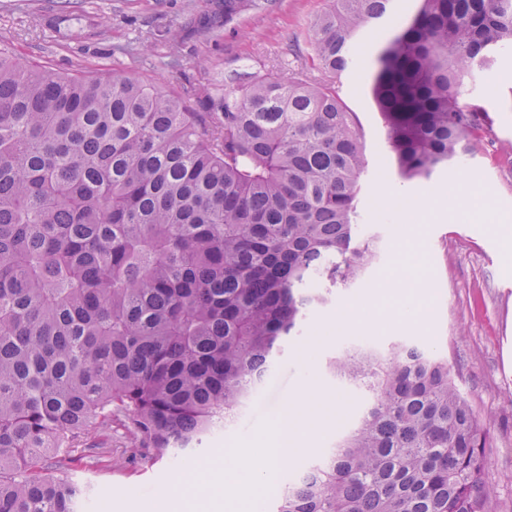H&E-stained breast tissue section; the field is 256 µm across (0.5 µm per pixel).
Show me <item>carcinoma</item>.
<instances>
[{
	"mask_svg": "<svg viewBox=\"0 0 512 512\" xmlns=\"http://www.w3.org/2000/svg\"><path fill=\"white\" fill-rule=\"evenodd\" d=\"M260 0H224V23ZM390 0L309 27L323 79L269 72L175 93L58 74L0 47V512H77L86 435L183 455L241 410L318 284L358 280L366 167L334 78ZM512 49V0H420L374 53L372 95L404 180L462 166L493 121L460 79ZM210 119L201 127V116ZM326 370L364 397L271 512H493L488 432L448 359L348 345Z\"/></svg>",
	"mask_w": 512,
	"mask_h": 512,
	"instance_id": "carcinoma-1",
	"label": "carcinoma"
}]
</instances>
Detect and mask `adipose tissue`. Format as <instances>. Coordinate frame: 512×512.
Returning a JSON list of instances; mask_svg holds the SVG:
<instances>
[{
    "label": "adipose tissue",
    "instance_id": "adipose-tissue-1",
    "mask_svg": "<svg viewBox=\"0 0 512 512\" xmlns=\"http://www.w3.org/2000/svg\"><path fill=\"white\" fill-rule=\"evenodd\" d=\"M323 404L321 392L304 384L256 441L235 444L218 465L206 466L213 497L225 512H258V491L271 487L277 470L310 452L322 428L333 424L335 416L322 413Z\"/></svg>",
    "mask_w": 512,
    "mask_h": 512
}]
</instances>
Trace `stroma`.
Here are the masks:
<instances>
[{"label": "stroma", "instance_id": "obj_1", "mask_svg": "<svg viewBox=\"0 0 512 512\" xmlns=\"http://www.w3.org/2000/svg\"><path fill=\"white\" fill-rule=\"evenodd\" d=\"M333 0H268L265 8L246 10L218 33L194 35L172 44V34L209 13L212 0H0V43L22 63L61 73L130 72L164 89L186 84L243 86L269 69L283 76L317 78L309 67L311 47L305 32ZM417 0H392V15L383 28L364 31L355 67L338 74L336 91L356 113L367 161L359 203L360 223L379 235L377 256L361 279L337 287L336 300L313 309L298 337L283 343L272 368L282 371V392L270 393V417H277L289 397L312 378L337 411L335 425L323 433L319 448L330 447L338 428L357 416L362 395L340 390L323 370L326 358L353 341L379 348L408 340L447 356L448 367L464 397L489 431L487 471L495 487V512H512V238L498 235L497 224L512 221V50L498 53L487 71L462 77L464 93L482 100L493 132L465 163L464 173L445 168L430 179L402 180L388 154L386 131L371 94V56L387 33L398 30L415 13ZM458 183V201L442 193ZM385 186L398 204L425 216L419 230L397 221L393 208L380 203ZM416 257L423 278L425 318L373 333L361 328L321 345L310 365L299 359L315 328L341 305L362 299L398 271L403 256ZM240 426L209 437L190 461L172 456L144 458L133 452L124 429L92 436L87 445L104 448L101 465L81 463L66 479L84 494L79 512H98L111 500L112 512H138L141 499L166 490L185 464L201 466L223 456L227 444L243 439Z\"/></svg>", "mask_w": 512, "mask_h": 512}]
</instances>
